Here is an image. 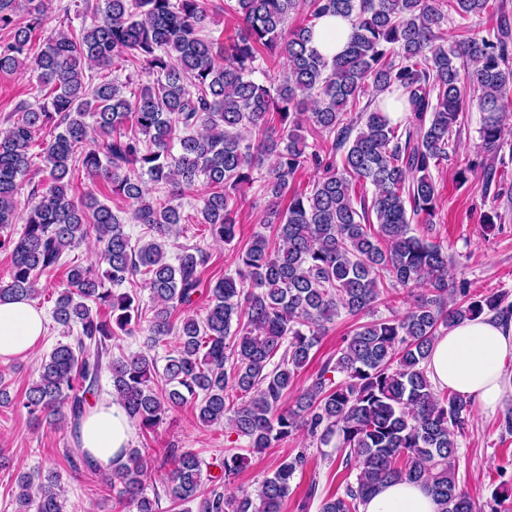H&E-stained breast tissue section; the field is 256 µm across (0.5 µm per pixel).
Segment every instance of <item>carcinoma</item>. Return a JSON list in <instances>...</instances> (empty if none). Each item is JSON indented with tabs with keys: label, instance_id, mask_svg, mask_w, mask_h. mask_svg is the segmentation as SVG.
Here are the masks:
<instances>
[{
	"label": "carcinoma",
	"instance_id": "obj_1",
	"mask_svg": "<svg viewBox=\"0 0 512 512\" xmlns=\"http://www.w3.org/2000/svg\"><path fill=\"white\" fill-rule=\"evenodd\" d=\"M209 2L83 0L82 11L101 20L45 38L35 54L32 34L48 19L47 0H0V72L32 63L47 90L20 102L0 131L1 230L15 223L17 195L31 185L23 233L7 241L12 266L0 301L37 298L46 290L41 275L61 266L66 251L91 236L102 245L100 262L71 266L66 284L54 289L52 318L65 340L41 359L18 404L39 424L75 426L99 400L106 370L112 398L141 432L193 403L199 423L227 422L246 440L225 450L218 476L192 451L163 449L162 490L151 493L147 458L128 449L104 476L117 489L113 512H162L163 498L197 503L185 512H283L306 453L283 458L256 500L226 494L224 481L252 454L299 431L357 470L356 482L322 501L319 512H359L399 479L422 484L439 512H478L456 477L471 402L438 390L426 364L443 331L483 313L511 318L512 301L472 294L450 279L446 248L411 234V224H434L433 171L448 159L467 95L483 114L484 149L502 145L512 107L509 34L443 36L448 11L479 14L490 0H224L222 12L241 25L221 40L204 34L209 14H218ZM327 14L353 25L346 50L332 58L311 45ZM294 15L304 23L289 25ZM263 56L281 64V78L257 64ZM117 62L152 80L126 95L124 83L102 75ZM368 86L371 99L352 115ZM386 96L404 120L392 122ZM305 122L319 139L301 134ZM47 128L45 176L34 184L28 151ZM268 157L263 223L277 226L278 242L254 233L237 249L234 272L214 283L201 277L208 254L198 246L171 262L166 246L185 218L181 206L149 196L146 184L168 188L174 199L206 183L197 223L229 245L241 187ZM78 166L132 203L127 218L91 192L72 193ZM302 172L314 173L307 192L292 189ZM358 183L371 185L372 196L357 195ZM128 224L144 225L150 238L132 243ZM138 278L154 302L149 317L136 291L122 290ZM393 282L426 291L402 315L361 321ZM198 298L207 301L205 316L174 324L173 312ZM342 312L358 322L335 361L285 403L326 325ZM141 331L145 350L112 356V340ZM169 336L176 343L160 369L150 351ZM229 392L241 403L227 405ZM500 477L491 493L497 506L512 501V478ZM16 483V512H67L57 472L23 471Z\"/></svg>",
	"mask_w": 512,
	"mask_h": 512
}]
</instances>
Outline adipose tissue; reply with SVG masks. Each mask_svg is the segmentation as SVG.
Returning a JSON list of instances; mask_svg holds the SVG:
<instances>
[{"mask_svg":"<svg viewBox=\"0 0 512 512\" xmlns=\"http://www.w3.org/2000/svg\"><path fill=\"white\" fill-rule=\"evenodd\" d=\"M351 32L350 19L324 16L313 31V45L326 55L341 53ZM45 326L46 315L33 300L0 301V359L33 356L42 344ZM511 352L512 318L484 314L438 337L427 362L428 376L436 386L462 394L480 412L492 414L512 393V371L505 363ZM132 434L122 405L107 397L85 414L76 430L82 452L103 470L121 459ZM360 512H437V506L421 484L402 480L366 499Z\"/></svg>","mask_w":512,"mask_h":512,"instance_id":"1","label":"adipose tissue"}]
</instances>
